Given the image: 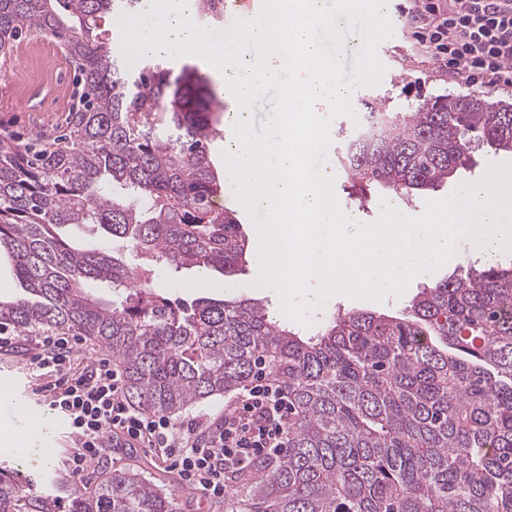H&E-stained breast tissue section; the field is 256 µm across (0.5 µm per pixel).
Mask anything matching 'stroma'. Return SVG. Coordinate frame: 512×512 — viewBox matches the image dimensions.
I'll list each match as a JSON object with an SVG mask.
<instances>
[{"label":"stroma","instance_id":"obj_1","mask_svg":"<svg viewBox=\"0 0 512 512\" xmlns=\"http://www.w3.org/2000/svg\"><path fill=\"white\" fill-rule=\"evenodd\" d=\"M410 20H402L401 28L389 40L391 59L379 86L365 89L364 97L377 99L390 112L409 110L418 100L442 94H469L472 86L462 78H451L437 64L417 57L408 30ZM38 73L43 86L39 97H31L28 79ZM80 78L66 59L61 45L46 35H30L22 39L14 55L0 60V94L18 100L15 108L0 109V132L34 134L51 140L66 127L68 110ZM160 284L171 298L192 301L205 295L217 299L231 297L237 300L259 297L255 287L256 272L244 266L227 274L211 273L207 288H199L196 270L184 269L177 273L157 271ZM232 291H225V284ZM134 470L158 488L175 494L178 512H232L234 499L199 503L193 491L182 488L175 471L170 470L147 448H116L111 457L102 458L91 466L90 475L110 474Z\"/></svg>","mask_w":512,"mask_h":512}]
</instances>
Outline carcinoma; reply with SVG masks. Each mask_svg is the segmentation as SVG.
I'll list each match as a JSON object with an SVG mask.
<instances>
[{
    "instance_id": "obj_1",
    "label": "carcinoma",
    "mask_w": 512,
    "mask_h": 512,
    "mask_svg": "<svg viewBox=\"0 0 512 512\" xmlns=\"http://www.w3.org/2000/svg\"><path fill=\"white\" fill-rule=\"evenodd\" d=\"M143 0H0V55L24 33L59 39L83 95L51 143L0 133V254L22 293L0 296L16 335L97 342L124 397L176 415L248 383L260 366L288 384V447L232 480L239 512H512V260L424 286L398 316L337 313L312 333L259 299L186 303L154 268L221 273L248 262L210 142L223 104L210 75L142 63L104 38L108 16ZM340 128L347 182L409 199L448 181L486 144L512 152V112L484 96L438 95L386 117L364 100ZM94 225L112 249L63 233ZM0 477V512H51ZM70 512H177L140 474L98 476Z\"/></svg>"
}]
</instances>
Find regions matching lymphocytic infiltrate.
Segmentation results:
<instances>
[{
  "instance_id": "obj_1",
  "label": "lymphocytic infiltrate",
  "mask_w": 512,
  "mask_h": 512,
  "mask_svg": "<svg viewBox=\"0 0 512 512\" xmlns=\"http://www.w3.org/2000/svg\"><path fill=\"white\" fill-rule=\"evenodd\" d=\"M410 14L415 40L450 75L488 89L512 86V0H414ZM73 346L70 336L40 334L27 349L26 366L53 378L38 394L68 427L76 477L86 475L113 435L122 433L168 463L183 486L220 499L230 473L288 446V387L270 380L266 370L241 389L222 423L197 416L175 421L127 403L111 361L76 362Z\"/></svg>"
}]
</instances>
